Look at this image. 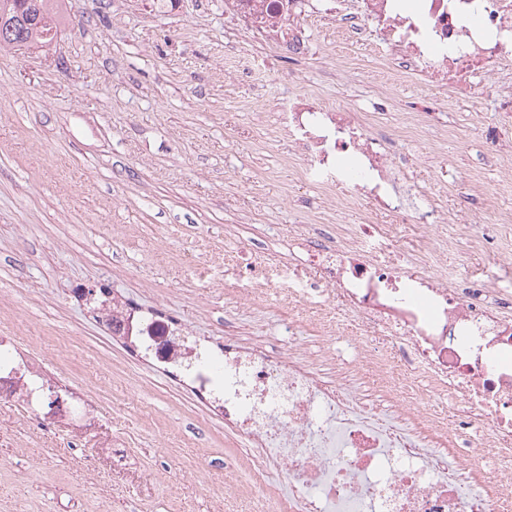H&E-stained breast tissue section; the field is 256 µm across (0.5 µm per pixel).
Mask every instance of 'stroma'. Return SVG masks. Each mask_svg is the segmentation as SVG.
Masks as SVG:
<instances>
[{"label":"stroma","mask_w":512,"mask_h":512,"mask_svg":"<svg viewBox=\"0 0 512 512\" xmlns=\"http://www.w3.org/2000/svg\"><path fill=\"white\" fill-rule=\"evenodd\" d=\"M327 6L309 0L311 53L299 61L224 0H64L49 47L0 49V336L102 420L77 440L46 405L22 414L0 401V512H279L283 485L255 483L254 452L223 410L112 335L91 291L189 325L217 359L228 339L273 356L300 343L327 379L356 372L364 397L383 398L335 303L273 293L257 308L224 288L225 265L241 288L253 267L304 258L298 237L359 221L301 178L277 132L291 91L353 113L383 106V125L409 135L408 181L448 211L459 286L512 293V235L474 243L475 221L512 210V156L491 163L482 150L488 129L512 140V118L482 74L458 96L397 71L376 38L338 40ZM116 225L130 226L126 239H113ZM323 320L344 334L320 336Z\"/></svg>","instance_id":"stroma-1"}]
</instances>
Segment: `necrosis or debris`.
I'll return each instance as SVG.
<instances>
[{
	"mask_svg": "<svg viewBox=\"0 0 512 512\" xmlns=\"http://www.w3.org/2000/svg\"><path fill=\"white\" fill-rule=\"evenodd\" d=\"M306 2L288 0L283 31L265 13L246 18L300 59L310 51ZM371 31L428 82L460 87L482 71L491 84L488 65L512 60V0H418L412 11L398 0H336L338 36L357 41ZM280 120L303 157L302 175L329 191L344 186L373 221L307 239L302 264L260 275L244 298L257 304L275 289L297 301L311 284L322 286L338 310L356 317L360 363L385 376V404L365 401L353 380L324 381L296 351L283 361L228 345L215 367L174 322L151 313L134 319L116 302L106 316L121 337L189 371L199 387L219 369L224 422L246 447L261 449L258 472L282 479L288 512H512V295L449 281L438 234L447 217L401 188L396 138L380 132L377 113L356 117L297 95ZM379 216L388 225L376 224ZM402 224L416 229L429 262L407 268L392 258ZM386 347L429 378L426 399L400 390ZM444 396L484 428L467 456L449 447L431 408ZM487 459L495 463L489 471L481 466Z\"/></svg>",
	"mask_w": 512,
	"mask_h": 512,
	"instance_id": "4bbe7bcc",
	"label": "necrosis or debris"
}]
</instances>
